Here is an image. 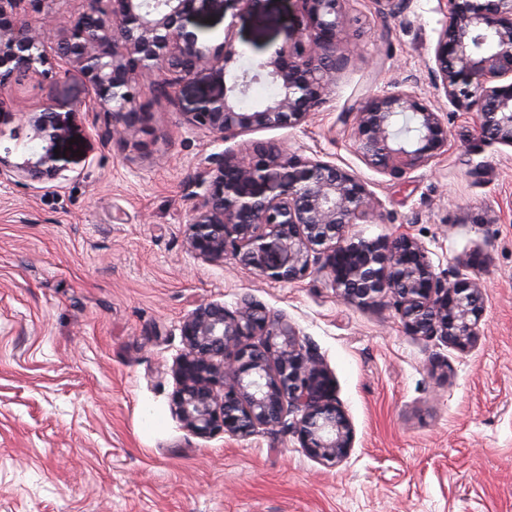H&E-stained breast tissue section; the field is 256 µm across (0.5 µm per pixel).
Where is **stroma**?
I'll return each mask as SVG.
<instances>
[{"label": "stroma", "mask_w": 512, "mask_h": 512, "mask_svg": "<svg viewBox=\"0 0 512 512\" xmlns=\"http://www.w3.org/2000/svg\"><path fill=\"white\" fill-rule=\"evenodd\" d=\"M356 44L325 104L299 126L233 140L286 143L356 174L380 203L367 238L405 233L439 273L458 259L483 283L478 340L460 351L407 335L386 302L337 297L325 272L279 284L189 252L183 230L198 164L215 152L179 112L217 91L208 72L152 114L141 152L103 136L109 114L88 108L74 70L0 89L14 113L0 143L26 142L24 113L78 110L66 166L49 183L0 185V512H512V147L476 134L477 115L435 85L434 48L448 0H405L395 13L348 0ZM299 0L258 11L205 4L190 28L205 41L232 30L237 65L296 36ZM405 90L441 112L448 149L402 178L367 167L354 113ZM251 295L284 314L324 356L354 444L338 463L308 456L288 429L200 439L169 409L182 317Z\"/></svg>", "instance_id": "1"}]
</instances>
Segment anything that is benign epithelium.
<instances>
[{
	"label": "benign epithelium",
	"instance_id": "7a95c632",
	"mask_svg": "<svg viewBox=\"0 0 512 512\" xmlns=\"http://www.w3.org/2000/svg\"><path fill=\"white\" fill-rule=\"evenodd\" d=\"M29 0H0V86L30 75L75 69L89 84L88 106L111 115L104 136L141 147L151 113L135 107L136 79H152L157 101L172 106L177 87L211 70L219 91L199 99L182 124L224 144L241 134L301 124L326 103L340 62L354 47L347 0H301L298 38L251 69L232 73L239 50L230 36L209 45L187 29L199 0H92L52 47L53 19L29 23ZM445 28L431 72L448 104L478 113V137L512 146V0H448ZM489 37L494 47L478 49ZM268 81L276 93L243 106L252 85ZM31 147L21 160L0 155L1 183H35L62 175L54 153L66 134L51 107L27 112ZM354 136L363 162L393 177L430 164L447 150L441 113L417 95L397 90L364 101ZM196 198L184 236L207 263L231 258L256 275L292 283L312 271L329 273L345 302L388 300L410 336L437 339L460 351L479 336L485 293L465 270L435 272L431 252L405 234L369 239L355 224L381 219L378 202L356 175L322 159L300 158L280 142H257L249 154L228 147L204 157L193 180ZM174 357L171 414L191 435L247 438L288 426L306 453L320 461L345 459L354 443L349 415L336 399L324 358L298 328L251 296L232 310L204 302L180 324Z\"/></svg>",
	"mask_w": 512,
	"mask_h": 512
}]
</instances>
